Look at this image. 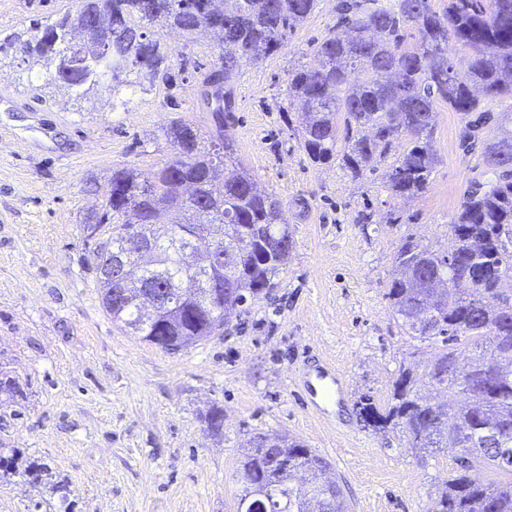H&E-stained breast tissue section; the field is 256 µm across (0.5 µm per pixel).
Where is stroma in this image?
<instances>
[{
    "mask_svg": "<svg viewBox=\"0 0 512 512\" xmlns=\"http://www.w3.org/2000/svg\"><path fill=\"white\" fill-rule=\"evenodd\" d=\"M339 0H316L281 50L242 64L227 130L236 156L274 195L294 239L266 297L234 311L223 335L170 353L113 323L102 307L93 251L108 227L87 224L111 191L113 170L150 175L176 155L164 131L187 123L209 138L202 72L220 63L209 35L144 25L163 60L129 68L112 90L79 95L19 50L79 0H0V512H236L241 453L255 437L286 434L329 464L350 512H433L457 468L451 455L420 456L400 431L377 432L359 414L384 407L403 366L431 346L397 324L387 297L404 239L453 247L449 224L482 152L460 136L472 112L435 109L437 164L412 197L384 173L356 177L341 161L316 165L286 111L288 74L314 64L335 27ZM333 367L345 385L312 407L303 384ZM224 414L221 428L207 416ZM39 467V477L27 476Z\"/></svg>",
    "mask_w": 512,
    "mask_h": 512,
    "instance_id": "1",
    "label": "stroma"
}]
</instances>
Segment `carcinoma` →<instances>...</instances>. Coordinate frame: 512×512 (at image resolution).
I'll use <instances>...</instances> for the list:
<instances>
[{
	"mask_svg": "<svg viewBox=\"0 0 512 512\" xmlns=\"http://www.w3.org/2000/svg\"><path fill=\"white\" fill-rule=\"evenodd\" d=\"M316 0H82L75 15L45 28L33 50L53 69L58 84L87 93L101 87L115 69L137 66L154 71L156 44L130 27L137 14L187 35L208 33L224 50L222 66L206 73L201 95L212 112L216 133L210 148L200 146L198 130L174 124L166 136L179 155L152 178L140 179L131 169L112 171L108 198L92 231L112 225V250L126 246L127 227L155 225L158 259L142 273V287L170 292L174 303L151 313L139 295L112 298L114 286L99 281L102 303L112 321L148 342L171 336L181 349L216 335L224 309L251 303L272 287V278L287 263L293 248L288 225L271 195L258 190L252 175L238 162L226 128L235 111L232 80L243 62H255L280 49L288 31L311 13ZM341 17L329 36L317 43L314 66L288 74L289 105L302 114L303 148L314 164L336 158L338 120H343L347 146L343 165L353 174L375 170L378 157L395 137H410L409 147L385 173L389 189L413 196L425 188L436 162L431 146L433 112L446 103L457 112H475L486 98L512 96V0H448L438 12L431 0H397L392 7L370 0H341ZM98 21L97 44L69 39V31ZM416 43L403 47L405 28ZM471 50L469 79L448 81V39ZM490 112L468 125L461 144L469 148ZM500 141L488 143L483 158L495 178L469 188L449 224L454 249L443 252L408 237L398 248L388 298L399 325L411 337L434 345L424 366L399 372L384 409L371 402L360 408L375 430L398 428L419 454L467 456L473 465L512 472V311L496 304L504 285L512 284V164L498 159V144L512 145V129H501ZM230 169L220 181L219 167ZM221 231L242 234L247 251L224 260L213 277L224 281V306L210 305L201 295L198 274L173 249L181 234L201 242ZM442 275L456 284L439 297L419 287L421 280ZM502 355V371L487 373L488 352ZM468 353L475 390L453 413L461 397L454 365ZM462 419L466 433L443 428L440 416ZM276 446L261 454L246 448L239 467L240 498L253 488L267 490L269 512H348L341 486L323 494L326 461L295 438L277 435ZM295 461L303 478L275 471L276 457ZM435 512H512V482L481 484L456 471L439 491Z\"/></svg>",
	"mask_w": 512,
	"mask_h": 512,
	"instance_id": "1",
	"label": "carcinoma"
}]
</instances>
